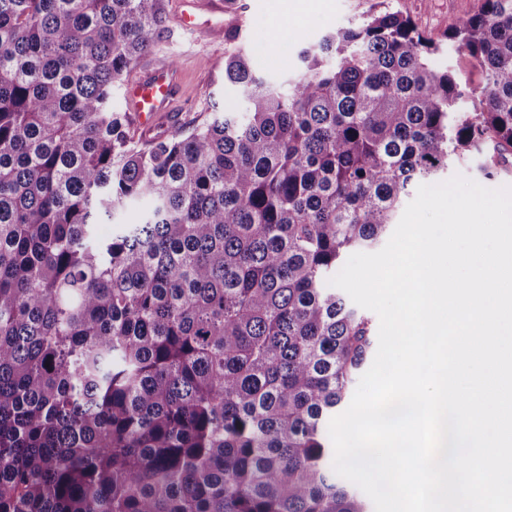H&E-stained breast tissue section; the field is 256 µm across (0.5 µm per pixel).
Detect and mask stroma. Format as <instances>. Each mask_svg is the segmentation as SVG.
I'll list each match as a JSON object with an SVG mask.
<instances>
[{
    "mask_svg": "<svg viewBox=\"0 0 512 512\" xmlns=\"http://www.w3.org/2000/svg\"><path fill=\"white\" fill-rule=\"evenodd\" d=\"M180 3L165 0V32L148 53L131 62L126 74L131 80L160 65L179 70L180 92L155 125L177 137L239 99L224 82L226 31L238 30L237 45L260 75L282 81L301 69L302 49L338 28L361 24L369 15L401 13L425 35L440 40L473 12L476 0H310L306 6L299 0H198L200 20L213 27L206 36L181 28Z\"/></svg>",
    "mask_w": 512,
    "mask_h": 512,
    "instance_id": "obj_1",
    "label": "stroma"
}]
</instances>
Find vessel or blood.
I'll use <instances>...</instances> for the list:
<instances>
[{"label": "vessel or blood", "mask_w": 512, "mask_h": 512, "mask_svg": "<svg viewBox=\"0 0 512 512\" xmlns=\"http://www.w3.org/2000/svg\"><path fill=\"white\" fill-rule=\"evenodd\" d=\"M178 86V72L165 65L146 71L129 83L127 100L140 128L152 127L159 113L169 111Z\"/></svg>", "instance_id": "vessel-or-blood-1"}]
</instances>
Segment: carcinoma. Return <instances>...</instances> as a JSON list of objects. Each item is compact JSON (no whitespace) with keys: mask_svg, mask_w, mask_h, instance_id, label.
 <instances>
[{"mask_svg":"<svg viewBox=\"0 0 512 512\" xmlns=\"http://www.w3.org/2000/svg\"><path fill=\"white\" fill-rule=\"evenodd\" d=\"M165 22L0 0V512H368L324 428L374 325L327 281L452 159L512 166V0L446 35L477 85L385 11L286 88L229 51L244 114L140 148L112 95Z\"/></svg>","mask_w":512,"mask_h":512,"instance_id":"obj_1","label":"carcinoma"}]
</instances>
